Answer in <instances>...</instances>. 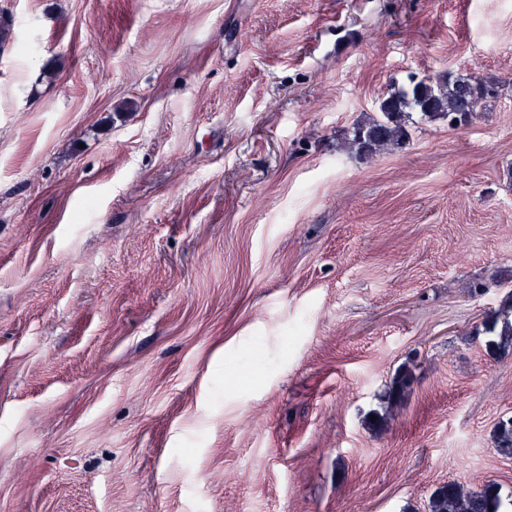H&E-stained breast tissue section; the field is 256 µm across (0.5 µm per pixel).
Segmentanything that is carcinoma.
Segmentation results:
<instances>
[{"mask_svg":"<svg viewBox=\"0 0 512 512\" xmlns=\"http://www.w3.org/2000/svg\"><path fill=\"white\" fill-rule=\"evenodd\" d=\"M500 86L476 76L452 77L433 73L407 89L389 92L381 98L377 113L356 124L347 133V150L359 157L373 158L392 151L410 137L413 114L429 122L446 121L450 125L468 122L489 98L499 95ZM409 371L392 381L388 403L400 405ZM497 447L512 454V420L499 424ZM500 505L495 486L477 491L461 483L446 484L430 496L428 512H498Z\"/></svg>","mask_w":512,"mask_h":512,"instance_id":"cac0c4a2","label":"carcinoma"}]
</instances>
